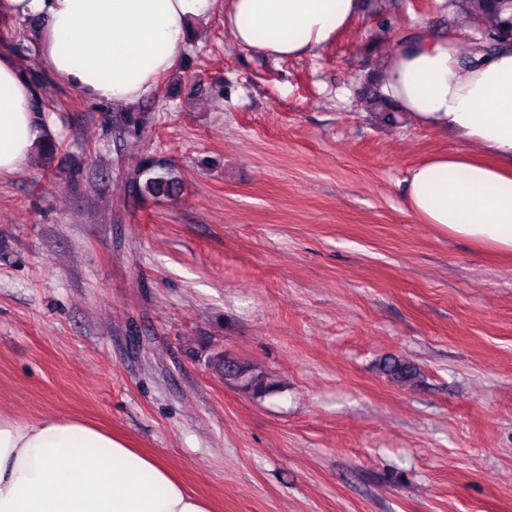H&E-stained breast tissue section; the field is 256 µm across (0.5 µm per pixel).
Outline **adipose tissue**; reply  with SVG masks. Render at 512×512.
<instances>
[{
    "instance_id": "obj_1",
    "label": "adipose tissue",
    "mask_w": 512,
    "mask_h": 512,
    "mask_svg": "<svg viewBox=\"0 0 512 512\" xmlns=\"http://www.w3.org/2000/svg\"><path fill=\"white\" fill-rule=\"evenodd\" d=\"M216 0H0V22L36 20L39 58L60 83L100 102L138 103L175 70L191 22ZM358 0H228L235 44L274 58L336 42ZM419 27L398 36L381 92L414 123L474 152L440 153L406 179V204L449 237L512 254V46L473 49ZM34 86L0 53V172L21 168L42 133ZM0 512H212L160 458L75 417L0 416Z\"/></svg>"
}]
</instances>
